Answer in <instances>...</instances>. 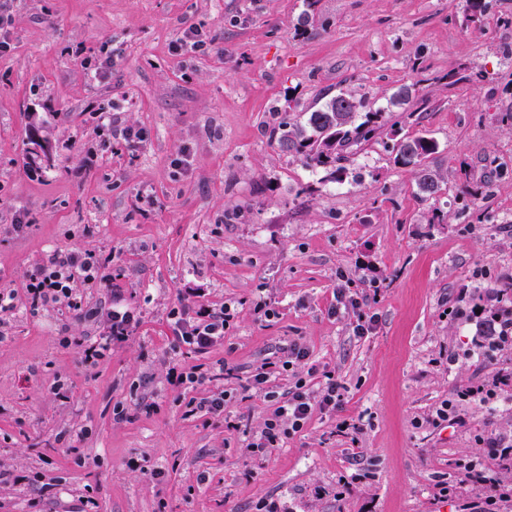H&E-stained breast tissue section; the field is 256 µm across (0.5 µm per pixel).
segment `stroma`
<instances>
[{"label": "stroma", "instance_id": "1", "mask_svg": "<svg viewBox=\"0 0 512 512\" xmlns=\"http://www.w3.org/2000/svg\"><path fill=\"white\" fill-rule=\"evenodd\" d=\"M5 5L0 289L54 250H90L111 256L112 279L85 286L86 301L117 294L140 326L90 368L62 337L96 326L17 301L0 344V512H82L88 497L97 512H256L265 498L287 512H433L477 436L512 431L502 406L428 422L456 389L512 366V353L474 355L480 320L454 313L461 288L512 277V127L499 120L512 111V26H464L465 0ZM191 28L196 49L180 43ZM464 67L483 81L449 83ZM405 86L409 103L389 107ZM339 90L403 133H431L438 194L394 164L392 137L352 147L338 183L269 138L274 112ZM107 107L145 140H102ZM346 286L366 310L332 313ZM224 302L235 316L222 344L203 357L177 346L172 308ZM363 312L377 322L359 336ZM294 342L309 358L282 369ZM173 358L224 361L228 374L200 388L225 393L222 415L185 416L190 392L165 379ZM270 362L274 390L319 386L327 370L343 398L253 457L243 442L270 403L249 383ZM353 419L360 431L337 432Z\"/></svg>", "mask_w": 512, "mask_h": 512}]
</instances>
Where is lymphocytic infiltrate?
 Listing matches in <instances>:
<instances>
[{
	"label": "lymphocytic infiltrate",
	"mask_w": 512,
	"mask_h": 512,
	"mask_svg": "<svg viewBox=\"0 0 512 512\" xmlns=\"http://www.w3.org/2000/svg\"><path fill=\"white\" fill-rule=\"evenodd\" d=\"M105 262L96 253L80 249L55 251L46 261L28 271L20 290H0V341L8 334L9 316L15 309L17 293H24L31 314L49 309H67L76 318L96 323L98 337L80 340L84 364L96 366L113 347L125 343L139 324L136 313L119 302L108 305H85L82 286L105 277ZM488 299L495 312L494 335L482 337L479 347L484 355L492 356L512 350V295L500 291L490 292ZM173 335L180 344L198 355L209 353L215 345L223 343L224 333L232 318L230 305L216 309L176 307L168 314ZM270 375H254V389L264 390L272 403V410L261 431L247 440L245 449L252 456H266L280 447L292 433L300 431L315 411L336 410L341 401V385L332 372H325L319 388L308 387L305 381H296L286 393L268 389ZM512 382V370L497 374L493 380L480 381L459 390L452 399L436 408L430 421L439 424L448 419H459L461 403L491 407L504 394L505 384ZM479 457L463 463L461 483L482 489L481 512H497L496 506L508 487L499 480L495 468L487 466V459L512 458V434L498 433L480 440Z\"/></svg>",
	"instance_id": "1"
}]
</instances>
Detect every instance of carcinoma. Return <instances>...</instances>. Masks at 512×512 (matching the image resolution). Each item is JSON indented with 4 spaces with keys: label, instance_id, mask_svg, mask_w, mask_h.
I'll return each mask as SVG.
<instances>
[{
    "label": "carcinoma",
    "instance_id": "obj_1",
    "mask_svg": "<svg viewBox=\"0 0 512 512\" xmlns=\"http://www.w3.org/2000/svg\"><path fill=\"white\" fill-rule=\"evenodd\" d=\"M486 0H467L464 22L477 27L486 20ZM363 108L361 101L352 94L339 92L322 106L307 111L306 127L291 121L289 115L277 117L274 131L278 133V144L285 151H294L302 156L306 166L321 168L329 172L330 178L342 180L344 153L353 145L368 143L386 129L384 111L369 110L364 120L357 124L355 117ZM438 150L436 140L421 132L408 136L396 144L394 163L417 170L418 187L426 195L435 193L437 181L422 169L426 159Z\"/></svg>",
    "mask_w": 512,
    "mask_h": 512
}]
</instances>
